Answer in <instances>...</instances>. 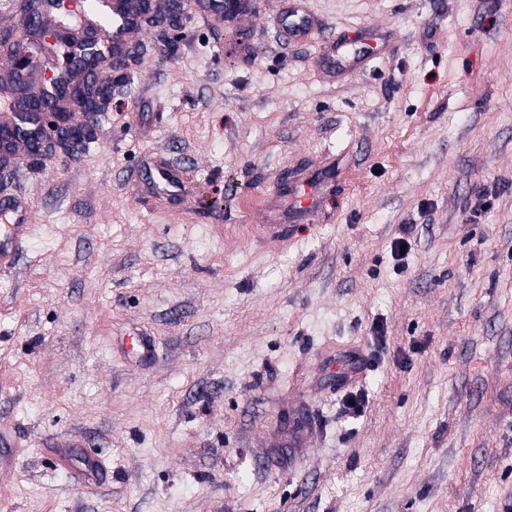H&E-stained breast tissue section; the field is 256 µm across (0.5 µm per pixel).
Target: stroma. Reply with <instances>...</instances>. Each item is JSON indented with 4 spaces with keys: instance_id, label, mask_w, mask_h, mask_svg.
<instances>
[{
    "instance_id": "stroma-1",
    "label": "stroma",
    "mask_w": 512,
    "mask_h": 512,
    "mask_svg": "<svg viewBox=\"0 0 512 512\" xmlns=\"http://www.w3.org/2000/svg\"><path fill=\"white\" fill-rule=\"evenodd\" d=\"M252 2L234 24H148L78 156L6 164L0 196L26 194L35 231L0 272V427L21 443L0 512L512 498V0H303L321 22L303 43L280 0ZM362 25L390 51L328 77L321 45ZM158 153L213 208L148 198ZM331 161V223L256 241L251 214ZM137 329L155 359L121 351ZM351 351L369 366L342 387ZM73 441L107 463L94 491L49 460Z\"/></svg>"
}]
</instances>
